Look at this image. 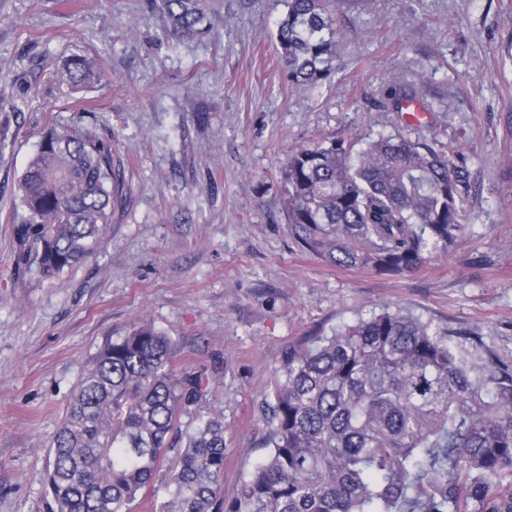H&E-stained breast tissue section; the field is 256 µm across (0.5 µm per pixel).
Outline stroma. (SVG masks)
<instances>
[{"mask_svg":"<svg viewBox=\"0 0 512 512\" xmlns=\"http://www.w3.org/2000/svg\"><path fill=\"white\" fill-rule=\"evenodd\" d=\"M152 0H0V512H48L47 441L90 357L140 318L204 374L201 414L224 417V495L265 455L264 402L282 354L384 308L480 336L512 363V0H336L332 74L289 83L283 0H202L211 23L166 38ZM74 55L102 72L80 89ZM412 90L424 117L379 92ZM112 142L126 199L93 257L19 276L18 179L48 124ZM457 140L469 230L406 275L327 265L288 233L279 172L325 136Z\"/></svg>","mask_w":512,"mask_h":512,"instance_id":"35a3bbf8","label":"stroma"}]
</instances>
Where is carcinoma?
Wrapping results in <instances>:
<instances>
[{
  "label": "carcinoma",
  "instance_id": "1",
  "mask_svg": "<svg viewBox=\"0 0 512 512\" xmlns=\"http://www.w3.org/2000/svg\"><path fill=\"white\" fill-rule=\"evenodd\" d=\"M334 0H285L277 24L292 84L331 74L343 43ZM165 34L201 33V0H162ZM97 75L76 57L63 79ZM402 86L381 95L399 112ZM299 249L328 265L412 272L466 233V178L426 140L379 135L358 151L324 138L280 171ZM15 265L56 278L88 260L123 202L112 148L79 123L50 124L18 181ZM146 320L105 341L48 443L50 512H512V365L485 341L384 310L286 351L265 401V457L224 499V418L194 416L208 383L174 364ZM166 468V496L148 495Z\"/></svg>",
  "mask_w": 512,
  "mask_h": 512
}]
</instances>
